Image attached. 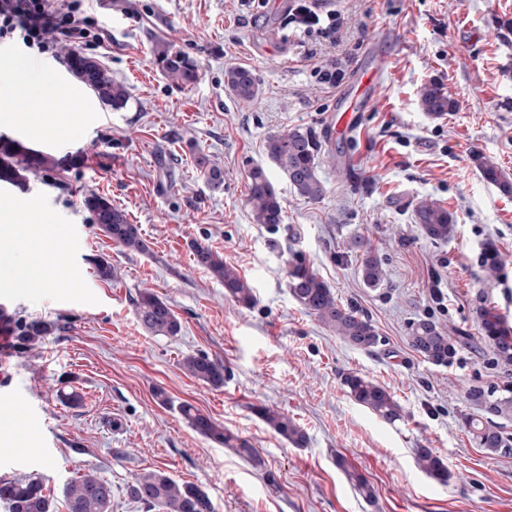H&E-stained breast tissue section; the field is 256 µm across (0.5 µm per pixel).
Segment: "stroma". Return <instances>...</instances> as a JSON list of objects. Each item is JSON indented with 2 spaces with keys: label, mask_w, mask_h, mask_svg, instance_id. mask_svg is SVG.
<instances>
[{
  "label": "stroma",
  "mask_w": 512,
  "mask_h": 512,
  "mask_svg": "<svg viewBox=\"0 0 512 512\" xmlns=\"http://www.w3.org/2000/svg\"><path fill=\"white\" fill-rule=\"evenodd\" d=\"M317 2L335 11V29L304 32L290 19L295 0H87L90 35L76 47L111 71L129 101L111 111L88 96L76 139L62 146L53 133L32 144L81 164L0 187V203L17 210L38 201L40 223L67 242L42 255L54 287L0 288L8 313L63 325L26 357L0 341V429L15 434L11 450H0V478L41 477L54 512H67L63 488L88 466L111 482V512H144L124 488L155 469L205 490L216 512H512V456L488 454L463 424L477 411L470 386L512 382L481 330L486 311L512 326V193L485 181L472 159L482 153L512 181V0ZM162 41L195 60L196 83L162 73L153 53ZM376 52L385 62L370 109L350 135L331 136L339 97ZM21 57L48 76L69 73L66 57L0 39V72ZM317 65L338 72V84H321ZM233 66L253 70V101L225 85ZM432 79L457 102L438 118L419 106ZM293 129L313 131L330 155L319 201L298 196L267 163L268 136ZM201 156L223 168L222 191L200 173ZM257 164L284 202L276 231L253 223L245 203ZM89 192L139 225L148 253L92 224L81 203ZM423 200L454 214L448 241L427 240L414 223ZM360 236L384 257L386 287L363 285L350 249ZM197 243L248 281L253 307L196 265ZM490 247L505 260L494 274L483 267ZM296 253L342 302L368 312L383 339L376 352L348 346L292 298L287 261ZM95 255L111 263L112 279L96 276ZM146 289L170 303L179 335L141 325L133 300ZM419 316L464 337L452 365H433L409 346ZM196 353L223 361L222 388L183 371L182 359ZM350 372L394 392L404 419L388 424L356 404L342 382ZM157 386L170 405L156 401ZM73 387L82 407L56 398ZM183 402L246 440L262 466L196 433L178 411ZM259 406L292 418L307 445L278 435ZM419 448L443 459L448 482L421 471ZM341 458L372 498L348 480Z\"/></svg>",
  "instance_id": "1"
}]
</instances>
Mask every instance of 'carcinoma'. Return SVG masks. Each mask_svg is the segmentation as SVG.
<instances>
[{"label":"carcinoma","instance_id":"cac0c4a2","mask_svg":"<svg viewBox=\"0 0 512 512\" xmlns=\"http://www.w3.org/2000/svg\"><path fill=\"white\" fill-rule=\"evenodd\" d=\"M157 63L165 76L176 84L188 85L197 81L198 68L189 56L160 44L155 49ZM68 69L87 86L106 107L120 110L128 103L125 86L112 79V73L102 64L72 49L67 54ZM224 82L231 93L242 101L253 100L259 92L253 72L241 66L228 68ZM420 106L431 117H440L454 111L455 100L437 80L424 83L419 92ZM266 155L288 180L290 188L300 197L316 201L325 194V185L319 176L322 144L310 131L299 129L274 134L267 138ZM474 162L483 178L503 191H512V183L499 168L477 154ZM64 161L54 155L31 149L21 142L0 136V184L23 186L26 173L59 168ZM200 172L215 190L224 186V172L209 165L204 157L197 158ZM247 204L253 223L277 230L284 223L282 198L268 179L266 169L255 165L248 172ZM82 205L92 223L112 241L137 252L146 253L149 246L142 238L138 225L129 221L127 214L100 194L91 192L83 197ZM415 223L425 238L445 242L454 233V218L445 208L434 203L421 202L414 208ZM353 246L359 251V267L363 283L373 289L387 283V270L379 254L368 241L356 238ZM198 265L208 270L224 284L225 292L239 303L250 306L254 302L252 288L238 272L224 264L223 259L207 246L194 248ZM288 288L292 297L309 315L331 329L350 347L373 352L381 342L380 334L368 314L352 303H343L317 271L302 260L288 263ZM137 317L144 328L155 336L173 337L181 332V322L167 300L151 291H141L133 300ZM0 323L12 336V349L18 354L34 350L39 343L61 329L55 322L27 320L0 311ZM486 337L492 342L496 364L504 370L512 368V333L502 328L495 318L484 323ZM409 346L428 362L437 366L452 363L458 353V340L449 336L429 317L419 318L408 327ZM182 368L192 377L212 388L224 386L226 368L218 358L205 354L183 359ZM348 394L386 423L393 424L404 417L403 407L385 386L361 376L348 373L343 378ZM466 398L482 411L478 416L465 418L468 432L478 447L491 455H512V434L507 424L512 423V384L483 388L472 386ZM179 411L198 434L219 445H228L243 459L255 466L261 460L253 448L224 431V425L189 403ZM259 416L277 433L292 444L305 443L303 431L293 420L266 406L256 409ZM418 466L431 477L446 482L448 468L431 448L415 449ZM131 501L145 508V512H215L213 501L204 490L193 484L180 483L159 470L135 475L126 486ZM68 512H110L112 483L100 477L93 467L84 469L77 478L64 487ZM0 502L8 512H53V502L41 480L35 477L0 478Z\"/></svg>","mask_w":512,"mask_h":512}]
</instances>
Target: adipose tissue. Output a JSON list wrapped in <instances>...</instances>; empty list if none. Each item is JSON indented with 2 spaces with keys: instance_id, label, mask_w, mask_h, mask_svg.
I'll use <instances>...</instances> for the list:
<instances>
[{
  "instance_id": "adipose-tissue-1",
  "label": "adipose tissue",
  "mask_w": 512,
  "mask_h": 512,
  "mask_svg": "<svg viewBox=\"0 0 512 512\" xmlns=\"http://www.w3.org/2000/svg\"><path fill=\"white\" fill-rule=\"evenodd\" d=\"M27 112H19L18 103ZM84 109L80 86L61 85L27 61L11 65L7 78L0 83V127L18 130L30 139L43 138L46 132L67 129L68 113ZM41 241L43 249H52L56 241L34 228L17 229L0 224V286L4 288H49L54 284L52 271L41 260L40 252L24 251L23 241Z\"/></svg>"
}]
</instances>
